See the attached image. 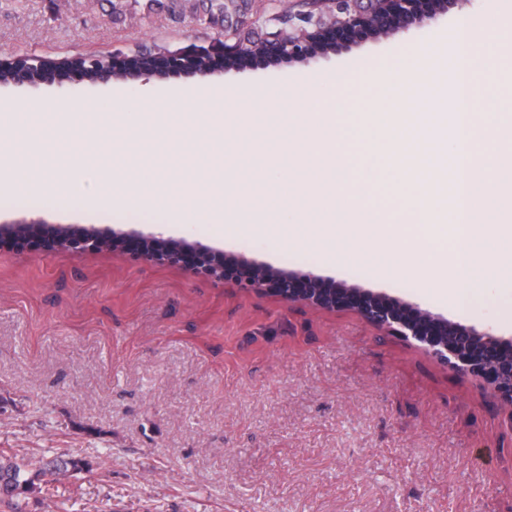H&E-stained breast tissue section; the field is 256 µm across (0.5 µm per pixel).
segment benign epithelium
<instances>
[{
  "label": "benign epithelium",
  "mask_w": 512,
  "mask_h": 512,
  "mask_svg": "<svg viewBox=\"0 0 512 512\" xmlns=\"http://www.w3.org/2000/svg\"><path fill=\"white\" fill-rule=\"evenodd\" d=\"M325 9L336 11V23L325 25L319 17L312 21L313 32L302 30L284 48L274 42L251 47L249 55L257 59L288 51V56L301 57L307 60L312 56L305 53L310 45V34L319 38L327 36L337 29H345L354 33L371 24L395 35L407 30L408 22L423 20L428 17L429 10L423 4L430 0H373L374 10L370 13L359 8H348L341 0H321ZM193 49H188L180 55L168 53L156 55L157 69L169 74L189 71L190 58ZM111 62L123 63V69L135 78H149L146 71L139 69L138 55L117 54ZM41 231L38 221L20 225L0 226V246L20 236L37 235ZM54 246L58 251L86 252L101 251L106 248L112 251H122L128 243V237L123 234L103 236L95 230L82 229L76 232H56ZM189 245L185 243L166 244L145 253V259L155 264H172L174 258L186 251ZM240 275L238 282L254 290L265 289V281L275 279L281 283L278 295L288 303H307L322 308L337 307L336 299L346 297L345 288H318L314 291H298L290 286L293 277L285 272L271 268L257 270V265L245 261L238 262ZM359 312L372 324L383 331L401 336L407 340H415L425 345L440 361L451 369L460 372H471L489 377L491 383L503 397V403L509 408L507 420L512 426V357L504 354L505 343L490 330H479L475 327L456 328L455 340L449 341L448 324L443 319L435 317L422 310H416L412 315L406 314L396 307L393 301L384 294H374L368 303L358 307Z\"/></svg>",
  "instance_id": "7a95c632"
}]
</instances>
